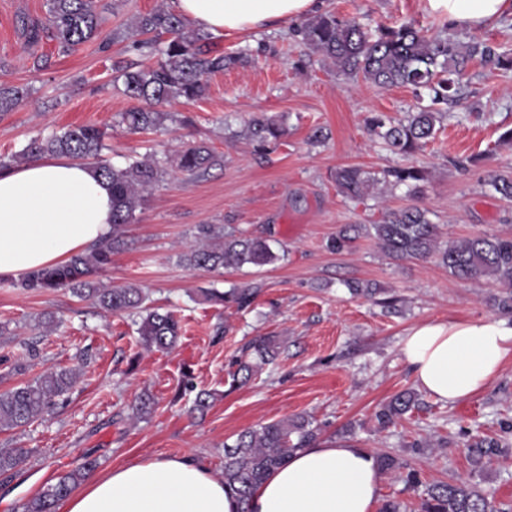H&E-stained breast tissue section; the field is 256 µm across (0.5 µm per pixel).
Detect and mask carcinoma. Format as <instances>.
<instances>
[{
	"label": "carcinoma",
	"instance_id": "1",
	"mask_svg": "<svg viewBox=\"0 0 512 512\" xmlns=\"http://www.w3.org/2000/svg\"><path fill=\"white\" fill-rule=\"evenodd\" d=\"M108 10L109 5H100L98 0H47L45 23L32 27L29 39L46 37L56 42L59 53L68 54L98 36L105 21L103 13ZM135 32L141 39L134 41L133 48L145 63L123 71L124 94L134 105L121 113L122 124L133 134L156 130L172 118L159 106L199 100L205 96L209 76L252 61L247 48L227 54L212 52L208 34L190 28L182 17L166 7L138 15ZM295 33L308 54L331 61L336 73L348 80L380 88L406 87L417 94L428 91L430 103L418 106L403 123L394 124L383 115L366 120L371 136L402 155L414 154L435 139L436 125L444 117L440 105L459 96L460 77L470 65L479 63L494 70L512 71V52L508 50L482 41L429 37L411 22L379 25L371 33L354 16L343 18L324 13L305 20ZM25 95L21 87L0 84V112L14 111ZM284 134L283 121L275 116H255L245 125V135L259 148L278 141ZM105 136L106 132L95 124L75 126L34 137L11 156V161H15L47 154L66 155L92 165L112 188V235L71 256L62 265L28 273L18 286L67 290L106 312L134 313L139 317L140 343L147 349L166 351L175 346L180 335V321L173 312L145 307V296L134 285L100 288L91 280L111 263L112 254L126 246L121 228L134 222L137 208L165 174L160 160L153 155L131 157L122 167L112 165L104 155ZM222 163L223 156L210 145L192 141L177 154L175 169L196 177ZM332 179L341 194L362 199L381 181L404 185L409 195L418 197L423 193L426 176L419 167L405 166L384 171L383 179L379 180L359 167L344 166L336 169ZM489 184L503 199L512 201V167L493 174ZM197 231L212 243L201 248L191 246L182 255L183 264L192 271L240 269L247 265L261 268L281 259L265 238L234 230L222 232L213 224H201ZM363 236L374 238L391 258L426 260L435 256L459 280L496 282L500 293L492 297L493 305L512 313V237L475 235L442 248L439 225L431 222L428 210L414 205L388 209L375 224L345 226L330 238L328 249L341 253ZM205 298L242 310L253 303L256 291L209 290ZM280 349L281 343L275 336L255 337L246 347L244 357L237 360L241 383L251 378L257 366L273 362ZM74 378L72 371L62 369L1 392L0 430H14L37 421L68 393ZM418 401L416 392L406 390L383 404L376 412L379 429L395 425ZM499 427V436H475L463 445L462 451L471 465L469 479L424 487L418 471L390 454L378 458L379 467L397 474L405 490L422 492L419 512H512V504L497 501L473 481L494 461L512 455V420L500 421ZM317 440L318 429L308 417L299 415L244 431L233 443L224 445V484L237 493L241 512H250L249 501L270 472L283 465L295 450ZM25 460L26 452L19 448L1 449L0 476L11 477ZM96 467L97 459L86 457L80 466L32 497L24 512H56L58 503Z\"/></svg>",
	"mask_w": 512,
	"mask_h": 512
}]
</instances>
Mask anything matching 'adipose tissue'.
I'll list each match as a JSON object with an SVG mask.
<instances>
[{
    "mask_svg": "<svg viewBox=\"0 0 512 512\" xmlns=\"http://www.w3.org/2000/svg\"><path fill=\"white\" fill-rule=\"evenodd\" d=\"M449 27L478 31L512 0H426ZM192 27L221 35L299 21L322 0H172ZM112 190L67 156L0 171V278L64 263L112 231ZM415 384L436 401L474 398L512 359V328L490 320L426 323L402 348ZM383 474L375 454L343 440L298 449L257 487L252 512H375ZM60 512H239L236 494L193 456L156 455L86 476Z\"/></svg>",
    "mask_w": 512,
    "mask_h": 512,
    "instance_id": "adipose-tissue-1",
    "label": "adipose tissue"
}]
</instances>
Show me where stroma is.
<instances>
[{
    "label": "stroma",
    "instance_id": "stroma-1",
    "mask_svg": "<svg viewBox=\"0 0 512 512\" xmlns=\"http://www.w3.org/2000/svg\"><path fill=\"white\" fill-rule=\"evenodd\" d=\"M98 39L59 54L53 42H29L27 24L43 21L46 0H0V83L25 88L14 111L0 114V159H9L38 133L94 124L107 131L113 164L153 153L174 155L191 141L223 154V165L187 179L164 176L125 225L127 249L94 277L103 285L142 288L149 306L174 311L179 341L169 351L140 345L131 316L107 313L70 293L23 290L0 284V391L60 368L76 372L63 401L30 426L0 432V448H26L25 465L0 478V512H24L30 498L75 468L97 458L98 472L155 455H191L215 476L224 471V447L248 428L307 416L321 439L343 428L376 454L408 461L424 483L468 477L471 466L457 444L462 431L494 437L499 421L512 417V361L479 396L448 405L421 394L422 406L395 427L378 431L375 411L397 393L414 388L401 346L412 329L429 322L500 320L489 298L490 280L462 281L437 258L386 256L372 238L353 250L330 251L327 240L347 224L378 222L389 208H427L451 242L482 233L512 235V202L488 184L493 171L512 166V144L500 135L512 128V71L471 66L461 78V97L449 106L435 139L409 156L391 153L368 134L365 120L382 113L394 120L415 111L412 89H381L337 75L319 58L301 63L293 25L264 27L245 35L224 34V51L250 47L255 60L210 76L205 96L175 102L172 120L157 130L131 134L120 124L131 102L123 95L120 67L138 62L130 45L136 15L169 0H111ZM325 10L358 17L367 29L410 21L428 35L442 34L438 15L424 0H324ZM283 117L287 129L266 155L244 137L245 123L259 114ZM191 117V126L180 117ZM325 142L313 144L315 128ZM358 166L372 176L415 165L425 170L424 195L406 187L378 185L354 200L336 190L331 175ZM201 224L267 237L282 258L260 269L190 271L180 262L196 242ZM379 296H355L352 282ZM251 285L258 294L244 311L206 301L203 290ZM56 325L44 328V313ZM282 341L273 364L246 385L232 383L233 361L253 337ZM38 356L27 360V346ZM26 362L17 370V362ZM213 393L205 414H191L198 390ZM151 392L154 412L133 417L137 395ZM434 447L413 453L415 439Z\"/></svg>",
    "mask_w": 512,
    "mask_h": 512
}]
</instances>
